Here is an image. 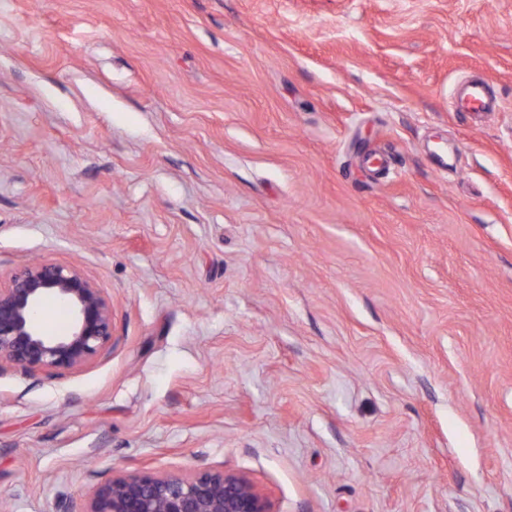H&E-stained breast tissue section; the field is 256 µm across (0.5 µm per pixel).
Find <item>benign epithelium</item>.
Here are the masks:
<instances>
[{
  "instance_id": "1",
  "label": "benign epithelium",
  "mask_w": 512,
  "mask_h": 512,
  "mask_svg": "<svg viewBox=\"0 0 512 512\" xmlns=\"http://www.w3.org/2000/svg\"><path fill=\"white\" fill-rule=\"evenodd\" d=\"M52 300L69 313L68 327L48 334L38 311ZM112 339V313L76 267L38 262L0 282V369H73ZM58 512H273L269 497L246 476L211 470L194 475L132 473L100 482L80 510L60 502Z\"/></svg>"
}]
</instances>
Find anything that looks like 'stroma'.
<instances>
[{"mask_svg": "<svg viewBox=\"0 0 512 512\" xmlns=\"http://www.w3.org/2000/svg\"><path fill=\"white\" fill-rule=\"evenodd\" d=\"M35 260L112 340L0 368V512L216 469L512 512V0H0V277ZM489 109L488 87L481 80L470 82L463 95L456 97L458 112H487Z\"/></svg>", "mask_w": 512, "mask_h": 512, "instance_id": "35a3bbf8", "label": "stroma"}]
</instances>
